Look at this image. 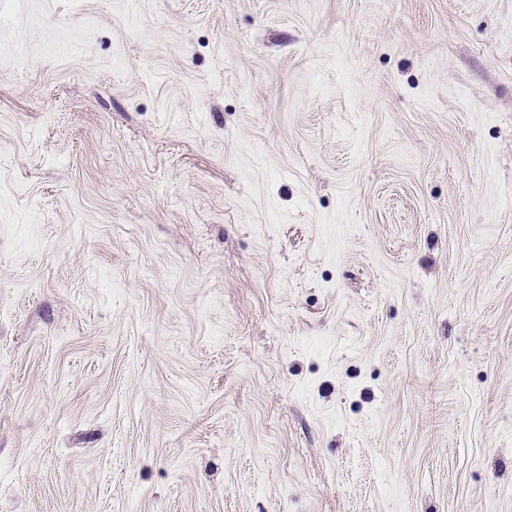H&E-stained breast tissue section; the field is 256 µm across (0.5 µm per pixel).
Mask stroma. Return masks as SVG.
Here are the masks:
<instances>
[{
	"instance_id": "1",
	"label": "stroma",
	"mask_w": 512,
	"mask_h": 512,
	"mask_svg": "<svg viewBox=\"0 0 512 512\" xmlns=\"http://www.w3.org/2000/svg\"><path fill=\"white\" fill-rule=\"evenodd\" d=\"M0 512H512V0H0Z\"/></svg>"
}]
</instances>
